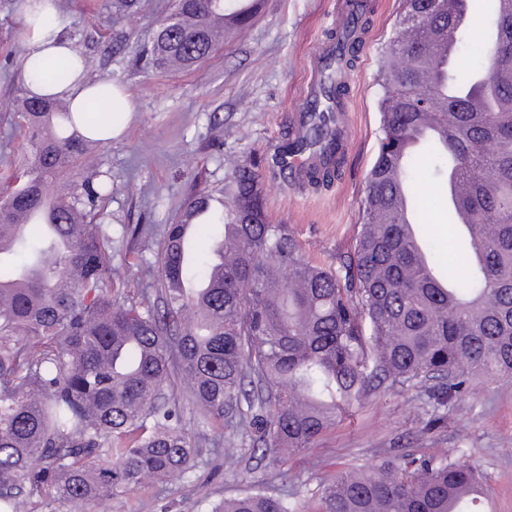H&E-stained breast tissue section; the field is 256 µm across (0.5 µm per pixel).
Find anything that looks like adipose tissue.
I'll return each instance as SVG.
<instances>
[{
    "label": "adipose tissue",
    "instance_id": "ef3b65f1",
    "mask_svg": "<svg viewBox=\"0 0 512 512\" xmlns=\"http://www.w3.org/2000/svg\"><path fill=\"white\" fill-rule=\"evenodd\" d=\"M21 10L25 22V36L28 44V58L36 61L42 58L64 57L72 63V76L63 84H39L27 82L28 94L49 98L65 99L73 114L74 120H81L82 116L94 104L102 102L104 97H112L125 114H132L133 102L124 87L106 91L100 84L88 79L82 55L77 52L71 43L62 37L59 28L41 27L36 25V17L56 13L54 0H23Z\"/></svg>",
    "mask_w": 512,
    "mask_h": 512
}]
</instances>
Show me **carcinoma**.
Instances as JSON below:
<instances>
[{
	"mask_svg": "<svg viewBox=\"0 0 512 512\" xmlns=\"http://www.w3.org/2000/svg\"><path fill=\"white\" fill-rule=\"evenodd\" d=\"M494 2L475 40L472 22L450 27L438 0H402L381 61L378 156L354 249L336 270L304 262L288 225L269 219L259 166L240 160L221 213L193 194L170 224L124 228L133 246L145 232L162 241L147 287L130 294L94 223L100 192L87 179L82 196L56 184L67 168H94L100 141L79 134L62 103L21 101L12 121L29 152L0 196V512H32L47 497L124 512L126 492L186 476L198 450L182 424L185 397L225 460L248 444L278 476L381 388L413 384L439 401L475 378H512V57L500 56L512 46V7ZM254 12V0H174L175 21L134 49L146 65L187 69L215 51L216 24L242 31ZM368 13L360 3L336 33L327 108L285 148L313 150V184L339 175L329 115ZM443 37L454 46L448 85L461 93L448 99L420 78ZM69 76L64 59L32 64L34 81ZM429 127L439 134L421 137ZM428 160L438 180L450 168L463 180L462 208H448L469 243L457 257L422 228L417 174ZM200 212V223L223 226L210 259L182 251ZM484 495L476 467L441 451L351 468L323 486L314 512H471ZM213 512L296 508L270 484Z\"/></svg>",
	"mask_w": 512,
	"mask_h": 512,
	"instance_id": "1",
	"label": "carcinoma"
}]
</instances>
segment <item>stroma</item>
Segmentation results:
<instances>
[{
    "mask_svg": "<svg viewBox=\"0 0 512 512\" xmlns=\"http://www.w3.org/2000/svg\"><path fill=\"white\" fill-rule=\"evenodd\" d=\"M21 2L0 0V181L18 169L26 146L9 118L26 95L18 51L26 43ZM60 3L62 34L83 55L88 77L114 75L132 94L133 121L121 139L96 151L99 179L112 190L97 199L95 212L128 290L144 287L143 268L154 262L160 241L144 234L129 248L124 226L169 223L194 191L223 197L231 158L258 162L270 218L290 226L303 259L339 266L354 247L378 152L380 57L398 28L400 0H371L368 39L348 74L343 166L337 179L319 187L293 179L277 158L295 134L313 57L336 30L340 0H263L252 26L204 63L148 72L115 43L125 35L150 41L172 0H139L137 11L123 18L113 15L112 0ZM183 422L195 436L199 466L186 478L135 488L125 512H181L188 501L198 502V512H212L246 485L270 483L258 459L232 465L213 452L215 432L193 404H185ZM437 448L465 454L479 468L487 490L480 512H512V380L477 379L465 396L441 406L412 385L371 394L312 448L289 457L288 494L299 512H309L320 485L345 467Z\"/></svg>",
    "mask_w": 512,
    "mask_h": 512,
    "instance_id": "1",
    "label": "stroma"
}]
</instances>
